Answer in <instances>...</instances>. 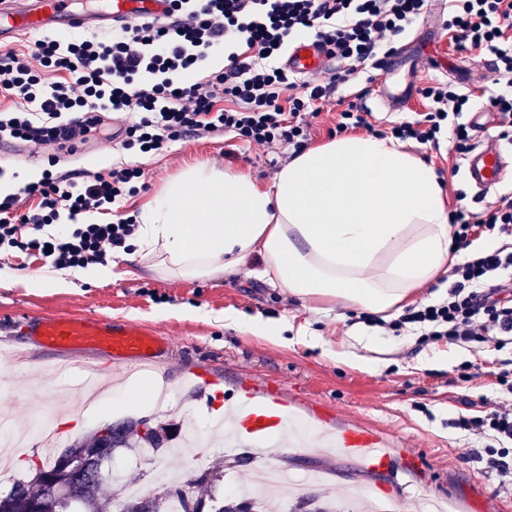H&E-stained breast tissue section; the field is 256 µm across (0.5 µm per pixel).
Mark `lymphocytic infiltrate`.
Instances as JSON below:
<instances>
[{
	"label": "lymphocytic infiltrate",
	"instance_id": "f902f5d3",
	"mask_svg": "<svg viewBox=\"0 0 512 512\" xmlns=\"http://www.w3.org/2000/svg\"><path fill=\"white\" fill-rule=\"evenodd\" d=\"M428 7L429 0H171L169 15L132 20L109 35L46 37L30 51L1 53L0 97L19 105L0 111V141L47 152L48 168L40 180L0 197V249L38 252L58 270L103 263L134 235L135 217L73 229L66 222L111 210L136 193L143 172L121 164L78 183L53 173L60 153L104 136L125 151L158 153L215 131L235 132L259 146L304 148L318 116L312 103L329 98L337 83L359 70L378 68ZM446 28L458 50L493 56L501 89L488 104L500 138L511 139L512 0H448ZM305 29L339 63L328 79H297L281 62L292 36ZM218 48L224 66L212 71L208 62ZM197 71L201 79L186 83ZM422 93L429 112L393 125L391 136L435 147L449 125L456 153H468L473 127L460 117L469 96L445 83ZM114 114L124 118L115 130L107 124ZM31 198L37 206L22 209ZM449 216L461 249L475 224L512 235V196H499L478 215L460 205ZM505 270L512 271L508 244L453 265L446 302L407 308L386 328L397 335L420 324L427 341L502 345L512 337V282L499 277Z\"/></svg>",
	"mask_w": 512,
	"mask_h": 512
}]
</instances>
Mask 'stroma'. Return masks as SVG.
<instances>
[{"label": "stroma", "mask_w": 512, "mask_h": 512, "mask_svg": "<svg viewBox=\"0 0 512 512\" xmlns=\"http://www.w3.org/2000/svg\"><path fill=\"white\" fill-rule=\"evenodd\" d=\"M408 45L402 79L416 91L402 111L375 112L376 129L386 131L397 122L427 112L429 100L421 88L443 82L470 95L473 111L485 108L497 87L485 73L477 52H460L436 29L430 17H422L403 37ZM374 85L366 73H357L339 84L331 99L313 104L318 116L312 122L309 145L324 143L336 135L339 101L371 96ZM408 151L432 163L442 176L449 207L467 206L473 212L490 204L479 196L462 172L463 158L456 155L449 138L439 148L408 144ZM285 144L250 145L235 133H210L171 143L154 155H132L114 143L100 140L77 155L64 158L67 170L107 172L117 162H133L144 169V188L115 206L110 218L141 214L166 182L187 166L209 162L251 175L259 184H270L293 157ZM107 264L105 280L87 284L67 271L73 285L64 289L32 288L26 278L49 270L41 255L13 251L0 260V271L12 277L0 286V346L28 345L32 321L49 315H89L113 322L147 327L168 338L170 348L159 356L154 374L157 383L177 389L174 400L144 407L126 406V387L131 374L113 369L100 407L82 409L65 423L60 446L90 436L99 427L126 418L146 417L158 424L181 419L192 427L210 429L235 401L241 385L260 391L285 393L296 414L310 418L325 413L314 436L335 432L337 427L358 422L396 437L400 448L421 455L423 470L402 476L394 468L361 469L355 461L317 444L306 449L276 452L273 464L301 477L322 471L325 485L316 493L333 499L345 512H360L347 498L348 486L364 483L382 486L386 503L395 497H415L420 512H430L436 498L454 502L457 512H475L481 499L484 512H512V473L501 474L488 463V451L507 448L512 441L495 437L493 430L479 433L460 428V417L483 418L502 407L512 408V385L501 383L512 374V342L453 345L443 341L421 342L420 331L405 329L385 335L383 329L364 323L359 314L343 312L336 303L302 299L285 294L267 279L255 276L259 260L240 272L216 279L175 278L158 272L150 256L126 260L115 255ZM234 312L248 319L271 320L284 328L282 336H259L225 321ZM355 354L359 365L337 359V351ZM42 352L30 348L24 363L0 364V413L19 425L27 424L31 407L58 380L39 367ZM481 366V374L463 381L460 367ZM149 447L123 448L114 454L126 478L141 485L143 493H155L158 480L145 465Z\"/></svg>", "instance_id": "obj_1"}]
</instances>
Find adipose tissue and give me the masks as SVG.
<instances>
[{
  "mask_svg": "<svg viewBox=\"0 0 512 512\" xmlns=\"http://www.w3.org/2000/svg\"><path fill=\"white\" fill-rule=\"evenodd\" d=\"M189 278L259 277L289 295L382 314L412 303L456 261L436 168L392 138L308 147L267 186L197 164L156 194L133 241Z\"/></svg>",
  "mask_w": 512,
  "mask_h": 512,
  "instance_id": "ef3b65f1",
  "label": "adipose tissue"
}]
</instances>
